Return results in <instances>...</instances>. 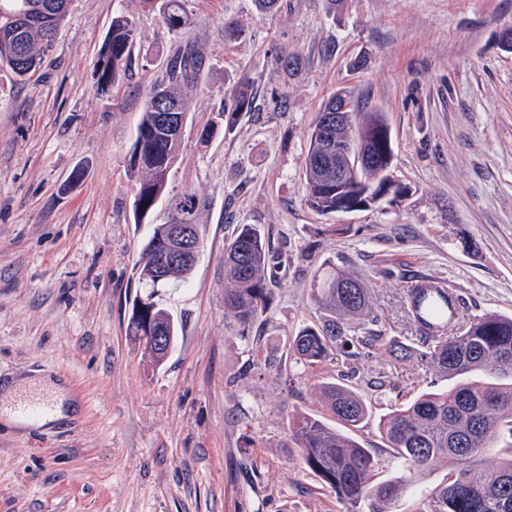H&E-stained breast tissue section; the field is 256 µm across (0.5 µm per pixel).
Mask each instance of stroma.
<instances>
[{"instance_id": "obj_1", "label": "stroma", "mask_w": 512, "mask_h": 512, "mask_svg": "<svg viewBox=\"0 0 512 512\" xmlns=\"http://www.w3.org/2000/svg\"><path fill=\"white\" fill-rule=\"evenodd\" d=\"M162 3L72 0L31 79L0 71V408L56 382L79 406L49 429L0 422V512H346L301 464L289 418H325L320 382L347 375L372 409L354 436L377 456V480L397 478L379 416L448 385L387 350L411 341V281L459 290L465 321L512 315V53L498 46L512 0H283L268 14L255 0H188L184 36L205 67L169 188L205 200L204 246L188 282L157 291L182 331L156 366L127 335L133 267L152 231L134 221L127 163L176 42ZM122 11L139 37L99 97L100 49ZM228 18L242 31L230 43ZM282 47L296 69L276 62ZM245 78L254 110L201 143L213 107ZM338 91L386 113L391 175L409 192L320 215L302 165ZM239 224L288 253L260 328L247 331L224 305V244ZM329 265L368 288L384 341L370 357L308 369L284 343L317 319L311 279Z\"/></svg>"}]
</instances>
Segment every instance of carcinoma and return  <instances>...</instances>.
I'll return each mask as SVG.
<instances>
[{"instance_id":"obj_1","label":"carcinoma","mask_w":512,"mask_h":512,"mask_svg":"<svg viewBox=\"0 0 512 512\" xmlns=\"http://www.w3.org/2000/svg\"><path fill=\"white\" fill-rule=\"evenodd\" d=\"M71 0H0V68L5 66L24 81L35 73L52 48L68 17ZM163 24L176 34L190 24L185 0H164ZM137 38L132 16L121 13L101 47L96 95L106 96L126 69ZM203 72L196 44L185 39L166 60L161 81L146 98L130 159L136 182L132 211L141 224L163 204L166 221L153 226L134 275L142 288H158L168 281L189 279L190 270L176 265L157 281L156 249L170 241L171 225L198 224L206 203L194 192L169 190V177L181 146L183 132L163 125V108L189 118L190 98ZM253 94L245 81L224 97L216 119L203 127L208 140L219 123L233 129L242 113L252 110ZM394 158L392 131L385 113L359 107L344 92L330 95L310 133L304 158L306 203L320 215L365 211L382 199L407 191L391 176ZM284 255L276 251L255 224H242L224 247L226 283L224 305L244 329L267 310L270 285L281 276ZM136 298L127 334L147 326L163 325L177 340L179 325L166 308ZM311 297L319 309L312 325L300 327L288 340L289 358L308 368L341 357L361 356L373 349L380 336L358 334L370 318L368 289L353 273L329 267L311 280ZM421 347L388 343L397 358L417 362L448 380V387L423 392L405 405L391 409L378 422V432L404 475L374 481L378 460L351 434L370 416V407L352 388L332 381L321 383L320 398L344 426L338 430L324 420L299 415L289 423L291 439L300 450L304 467L322 486L336 493L351 512H393L417 477L438 466L448 467L446 479L422 500L419 512H512V450L495 466L484 458L504 435L512 439V316L486 313L466 327H447L441 336H418Z\"/></svg>"}]
</instances>
